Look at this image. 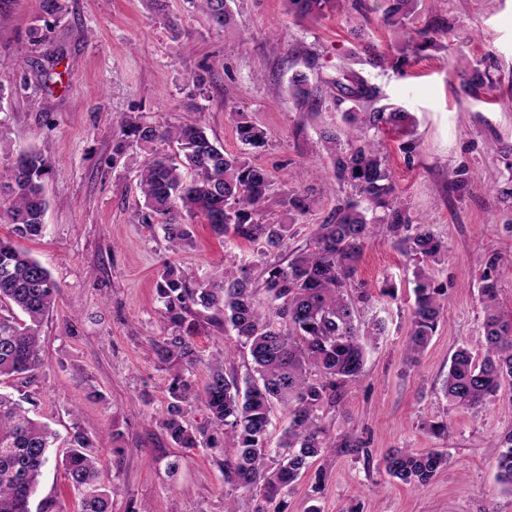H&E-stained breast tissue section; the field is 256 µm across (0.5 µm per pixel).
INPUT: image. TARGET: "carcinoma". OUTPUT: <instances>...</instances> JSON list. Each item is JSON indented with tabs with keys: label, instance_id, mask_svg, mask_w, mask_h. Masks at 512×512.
Masks as SVG:
<instances>
[{
	"label": "carcinoma",
	"instance_id": "carcinoma-1",
	"mask_svg": "<svg viewBox=\"0 0 512 512\" xmlns=\"http://www.w3.org/2000/svg\"><path fill=\"white\" fill-rule=\"evenodd\" d=\"M343 0H288L294 17L321 19L338 9ZM384 25L400 34L395 45L399 63L433 43L430 34L441 31L440 23L414 29L417 0H385ZM202 11L216 27L227 22L226 0H202ZM339 101L358 106L379 97L376 86L362 78L336 82ZM297 102L315 106L306 77L292 79ZM353 125L354 143L344 151L338 137H326L327 148L336 155V180L348 185L354 195L376 208L391 211L388 229L404 236L407 254L437 260L443 245L425 222L414 221L395 206L394 186L384 155L368 139L371 130L412 133L411 113L394 108L345 113ZM241 141L254 148L266 143V132L247 121L237 125ZM121 132L142 144L172 141L184 160L152 150L140 172L139 186L148 213L141 222L163 225L173 248L189 244L190 232L182 214L201 216L218 235H232L260 245L267 256L287 247L292 224L309 211L308 199L292 193L281 201L283 219L264 222V204L271 186L267 170L244 155H228L216 146L194 120L177 126L144 124L124 119ZM193 172L186 179L181 166ZM46 163L41 153L29 151L0 173V219L13 225L20 238L43 234L47 200L42 178ZM380 229L367 219L357 201L336 208L319 225L312 242L292 253L287 263L267 260L261 265V289L274 306V316L262 309L254 286L253 266L229 268L218 279L199 283L166 267L157 283L163 309L161 318L169 336L153 344L159 364L174 369L168 386L170 401L162 427L182 448H222L224 439L235 444V453L224 458V483L261 499L257 512H285L282 490L293 485L309 468L310 460L338 448L350 454L369 455L360 441L348 435L335 442L321 424L319 412L340 402L346 386L362 375L366 348L356 323V302L348 292L363 248ZM488 272L481 288L484 310L482 336L485 355L476 361L471 351L459 347L453 354L443 394L448 405L475 408L495 395L503 383L512 384V319L497 309L498 280L492 276L496 258L487 261ZM60 288L48 269L10 239L0 238V378L32 377L43 365L39 327L54 307ZM445 290L422 268L415 270L414 304L406 356L415 361L426 350L443 316ZM25 315L22 322L14 310ZM221 331L231 330L248 347L254 375L240 387L238 379L224 372V359L208 363L202 390L181 373L192 366V339L200 319ZM36 401L19 399L0 391V512H59L56 502L43 499L32 509V499L45 468L63 470L64 478L82 494L81 512H109L112 490L105 483L92 439L77 433L61 456L51 457L55 434L30 416ZM204 406L205 423L188 426V408ZM288 414L278 446L268 445V427L274 405ZM497 458L499 481L512 491V430L500 440ZM388 475L415 488H423L447 463L442 448L396 449L383 457Z\"/></svg>",
	"mask_w": 512,
	"mask_h": 512
}]
</instances>
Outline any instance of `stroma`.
I'll use <instances>...</instances> for the list:
<instances>
[{"mask_svg": "<svg viewBox=\"0 0 512 512\" xmlns=\"http://www.w3.org/2000/svg\"><path fill=\"white\" fill-rule=\"evenodd\" d=\"M62 0L47 16L41 0H0V171L30 150L47 164L42 237L21 240L51 273L60 293L40 327L44 365L32 379H5L0 389L34 394L35 416L58 435L64 453L75 431L100 438L112 487V512H254L256 499L225 485L219 467L232 454L180 448L160 428L169 371L153 350L165 331L156 281L164 264L205 282L222 269L259 263L256 244L217 236L190 220L192 243L172 249L160 224H142L139 172L150 147L126 142L123 116L175 125L192 117L231 154H246L271 176L267 221L279 198L305 195L310 209L294 224L289 249L306 247L319 224L352 197L335 179L325 132L347 143L346 105L336 78L350 67L378 87L377 106L411 112L413 134H379L394 198L423 219L448 248L430 264L444 288L445 315L417 362L405 355L414 302L415 261L388 230L370 239L353 286L363 330L386 331L367 350L362 377L347 386L323 422L332 439L361 437L368 456L326 454L322 484L304 474L287 495L288 512H512V491L497 480V439L512 430V386L476 409L453 408L443 395L457 347L482 359L480 289L485 263L498 256L499 310L512 318V0H418L415 28L442 21L447 34L416 58L407 74L370 65L361 46L390 53L383 0H347L319 20H297L286 0H227L224 28L212 26L191 0ZM57 57L61 82L40 75ZM486 73L494 90L471 95L464 75ZM302 74L317 110L298 105L291 79ZM246 115L267 136L254 149L238 138ZM393 288L394 297L382 296ZM196 384L206 365L228 352L227 372L245 377L247 348L234 333L200 328L193 338ZM444 421L447 439L422 424ZM124 434L122 455L110 434ZM445 448L448 463L424 488L389 476L383 454L394 448Z\"/></svg>", "mask_w": 512, "mask_h": 512, "instance_id": "obj_1", "label": "stroma"}]
</instances>
